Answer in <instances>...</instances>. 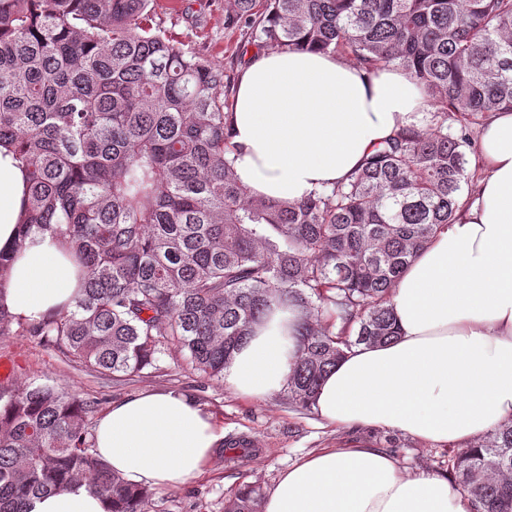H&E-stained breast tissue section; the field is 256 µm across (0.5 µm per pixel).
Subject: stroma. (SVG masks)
Wrapping results in <instances>:
<instances>
[{"instance_id": "obj_1", "label": "stroma", "mask_w": 512, "mask_h": 512, "mask_svg": "<svg viewBox=\"0 0 512 512\" xmlns=\"http://www.w3.org/2000/svg\"><path fill=\"white\" fill-rule=\"evenodd\" d=\"M225 0H157L156 20L168 36L200 51L227 75L246 59L247 37L224 24ZM50 382L95 402L96 415L141 392L182 393L211 412L224 439L203 473L175 488H154L144 512H224L243 485L268 490L278 474L307 453L366 442L391 453L406 472L448 473V451L401 433L375 428L339 430L320 424L279 395L245 398L221 381H206L179 357L162 354L156 367L135 377L110 378L88 371L38 338L0 336V383L21 388Z\"/></svg>"}]
</instances>
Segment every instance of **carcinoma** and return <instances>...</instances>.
Here are the masks:
<instances>
[{
    "label": "carcinoma",
    "mask_w": 512,
    "mask_h": 512,
    "mask_svg": "<svg viewBox=\"0 0 512 512\" xmlns=\"http://www.w3.org/2000/svg\"><path fill=\"white\" fill-rule=\"evenodd\" d=\"M154 18V0H0V146L27 179L18 245L49 233L81 283L50 317L0 304V336H39L112 378L172 350L214 380L255 324L292 304L303 322L280 394L308 410L345 351L397 338L391 290L456 218L472 126L512 111V0H227L224 23L245 26L248 45L401 67L429 108L347 182L293 201L237 181L224 70ZM93 413L54 384H0V512L75 483L108 512H142L148 489L94 452ZM448 470L473 512H512V418ZM259 504L246 485L224 512Z\"/></svg>",
    "instance_id": "cac0c4a2"
}]
</instances>
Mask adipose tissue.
Wrapping results in <instances>:
<instances>
[{
	"label": "adipose tissue",
	"instance_id": "obj_1",
	"mask_svg": "<svg viewBox=\"0 0 512 512\" xmlns=\"http://www.w3.org/2000/svg\"><path fill=\"white\" fill-rule=\"evenodd\" d=\"M426 112L409 73L367 74L330 53L266 49L240 72L229 116L234 170L253 196L300 199L347 181L377 143ZM480 176L454 224L438 231L395 284L399 335L348 350L312 409L339 428L393 431L439 446L478 444L512 417V112L480 136ZM25 172L0 147V250L19 233ZM78 278L60 244L29 238L0 303L36 319L73 305ZM296 310L274 312L232 354L225 382L246 397L279 391L295 360ZM224 430L202 405L167 392L115 402L95 450L135 486L174 488L206 468ZM31 512H106L85 486L38 496ZM262 512H472L446 478L402 471L365 443L324 448L279 473Z\"/></svg>",
	"mask_w": 512,
	"mask_h": 512
}]
</instances>
